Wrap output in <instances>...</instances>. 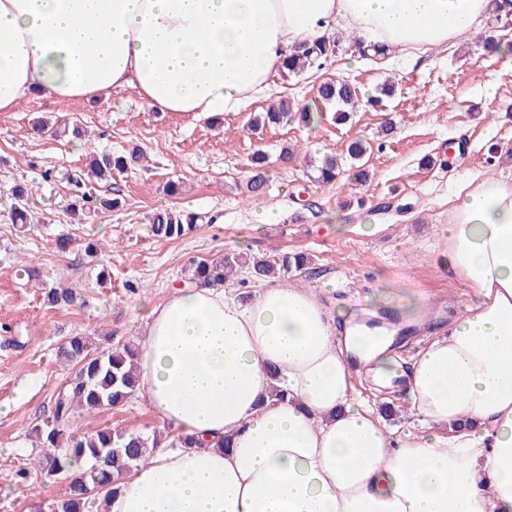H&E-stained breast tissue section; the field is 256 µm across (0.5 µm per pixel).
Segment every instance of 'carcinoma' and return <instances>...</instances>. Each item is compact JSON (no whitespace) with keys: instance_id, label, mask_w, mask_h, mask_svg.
I'll list each match as a JSON object with an SVG mask.
<instances>
[{"instance_id":"cac0c4a2","label":"carcinoma","mask_w":512,"mask_h":512,"mask_svg":"<svg viewBox=\"0 0 512 512\" xmlns=\"http://www.w3.org/2000/svg\"><path fill=\"white\" fill-rule=\"evenodd\" d=\"M338 41L329 37L311 47H301L283 62L281 71L298 73L306 68H321L323 59L336 51ZM359 104L355 88L347 81L326 79L316 88L312 104L295 106L286 100L280 101L251 121V127H279L297 122L304 126L310 122L311 106L322 109L334 106L333 119L341 124L349 120L351 112ZM132 154L89 155V171L99 179L112 176V170H123L135 162ZM267 155L259 149L250 159L247 190L251 195H260L266 190ZM340 178V167L336 158L327 157L317 167L316 179L324 186H333ZM13 221L24 228L29 224L30 202L36 192L18 187L13 191ZM192 225L183 222L181 216L168 208H159L152 217L151 230L155 237L172 240L181 237ZM309 259L302 254L285 256L274 263L268 260L252 259L248 254L236 250L224 252V258L216 262H199L194 267L192 280L222 283L235 269L245 267L257 277L287 274L291 269H303ZM47 302L55 308H67L76 301L70 288H51L46 292ZM138 347L125 344L115 349L91 350L84 336H74L59 350V357L77 366L74 376L56 394L52 414L41 425L35 426L33 434L38 440L41 452L34 463L47 479L67 482L66 495L48 505L49 512H90L103 490L124 476L131 474L147 458V449L162 442L154 433L145 438L132 436L116 428H101L76 438L70 433L74 413L78 409L89 413L101 412L127 404L137 390L138 378L136 359ZM89 458L92 464L84 473L82 482L70 483L72 464L82 458Z\"/></svg>"}]
</instances>
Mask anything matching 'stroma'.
<instances>
[{
  "label": "stroma",
  "mask_w": 512,
  "mask_h": 512,
  "mask_svg": "<svg viewBox=\"0 0 512 512\" xmlns=\"http://www.w3.org/2000/svg\"><path fill=\"white\" fill-rule=\"evenodd\" d=\"M332 35L340 49L324 68L275 76L270 97L229 116L152 112L131 87L93 102L30 98L0 113V512H30L33 502L66 492L24 471L37 453L33 427L73 374L57 358L61 344L83 335L110 348L137 340L141 300L188 286L200 261L228 249L270 260L304 253L310 269L289 273L285 283L395 327L404 358L470 303L469 288L448 275L444 226L464 180L512 185V65L499 54H476L470 41L416 60L365 59L353 56L346 32ZM327 78L368 95L387 78L394 87L381 105L345 124L327 114L311 128L291 123L248 134L271 103L309 101ZM357 137L371 148L367 183L356 193L318 183L316 165L345 155ZM259 148L269 157L270 182L252 198L245 176ZM105 149H137L143 159L99 181L88 176L86 156ZM18 183L38 188L24 233L10 217ZM171 183L177 190L169 196ZM107 198L118 207L103 208ZM162 204L197 215L196 228L174 240L154 238L150 219ZM267 208L277 212L275 223L259 222ZM62 237L71 240L64 250ZM90 242L97 246L91 256ZM26 263L37 277L24 275ZM51 287L74 289L76 303L52 307L45 298ZM156 425L133 400L101 413L77 411L71 432Z\"/></svg>",
  "instance_id": "obj_1"
}]
</instances>
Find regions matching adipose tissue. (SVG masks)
I'll return each mask as SVG.
<instances>
[{"mask_svg": "<svg viewBox=\"0 0 512 512\" xmlns=\"http://www.w3.org/2000/svg\"><path fill=\"white\" fill-rule=\"evenodd\" d=\"M502 0H0V113L137 89L155 112L229 115L335 27L359 46L473 38ZM448 273L474 293L401 371L419 427L395 436L354 361L390 387L392 336L309 288L223 285L145 300L137 397L176 435L109 512H512V185L458 194ZM285 391L277 398L273 389Z\"/></svg>", "mask_w": 512, "mask_h": 512, "instance_id": "1", "label": "adipose tissue"}]
</instances>
